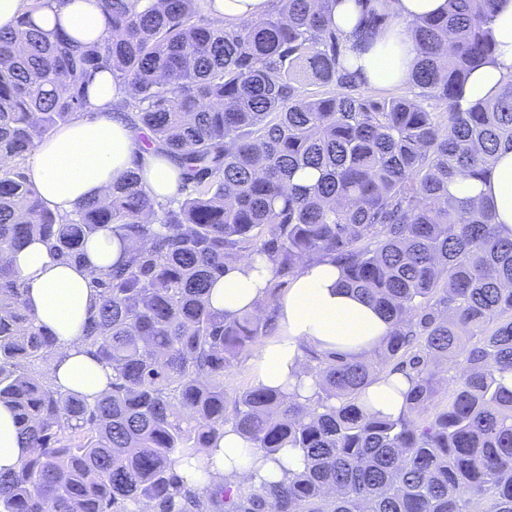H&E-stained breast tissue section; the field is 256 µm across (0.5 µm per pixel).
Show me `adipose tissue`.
I'll return each mask as SVG.
<instances>
[{
	"label": "adipose tissue",
	"mask_w": 512,
	"mask_h": 512,
	"mask_svg": "<svg viewBox=\"0 0 512 512\" xmlns=\"http://www.w3.org/2000/svg\"><path fill=\"white\" fill-rule=\"evenodd\" d=\"M274 6L275 0H207L205 4L214 19L228 26L263 17ZM377 7L394 16L396 23L362 51L356 46L359 11L353 0H333L330 6L331 19L343 39V63L359 70L370 90L406 83L418 52L405 31L406 23L445 12L448 0H379ZM26 13L41 29L59 27L80 40L100 36L105 28L100 0H49L37 10L30 0H0V29L13 27ZM490 28L497 43L495 59L474 73L463 104L494 96L512 78V0H495ZM118 96V82L111 72L99 73L82 113L42 139L33 153L30 183L43 203L60 215L71 214L83 201L104 194L136 162L145 188L158 199L174 197L178 191L176 165L145 150L138 130L114 112ZM448 190L491 205L502 234L512 235V148H501L483 177L456 178ZM117 257V248L99 237L89 242L87 258L80 265L61 263L39 241L9 258L26 281V298L39 323L57 338L58 351L50 368L54 383L89 402L112 380L111 368L92 360L81 341L92 271ZM271 269L268 260H246L229 268L212 287L211 306L229 316L253 310L265 295ZM276 329V337L254 353L255 382L308 397L313 380L305 369V349L365 356L382 342L389 325L368 302L344 287L340 268L324 257L301 266L278 302ZM409 387L405 375L384 374L366 388L361 401L369 412L396 417L404 409ZM27 453L12 410L0 404V471L16 470ZM199 456L207 462L214 481L246 479L258 485L283 476L274 459L257 453L230 428L218 447L203 449Z\"/></svg>",
	"instance_id": "adipose-tissue-1"
}]
</instances>
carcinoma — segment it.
Returning <instances> with one entry per match:
<instances>
[{"instance_id": "carcinoma-1", "label": "carcinoma", "mask_w": 512, "mask_h": 512, "mask_svg": "<svg viewBox=\"0 0 512 512\" xmlns=\"http://www.w3.org/2000/svg\"><path fill=\"white\" fill-rule=\"evenodd\" d=\"M101 2L97 39L27 16L0 31V402L30 448L0 473V512H512V238L487 206L448 192L512 145V80L458 106L494 61V0H448L447 12L406 25L415 98L372 100L340 63L330 0H278L230 28L200 22V0ZM355 3L367 49L394 19ZM104 70L127 89L118 107L147 146L178 165L181 188L157 200L136 165L63 218L22 163L83 110ZM301 171L314 182H294ZM100 235L119 257L95 275L82 343L112 383L90 404L42 370L57 339L7 256L38 240L77 264ZM322 257L389 321L380 355L410 379L407 413L367 412L373 369L312 348V396L224 393V372L275 329L281 289ZM264 258L265 299L238 316L216 312L212 283ZM460 350L444 403L432 360ZM228 423L301 466L259 486L187 485L180 461L216 446Z\"/></svg>"}]
</instances>
